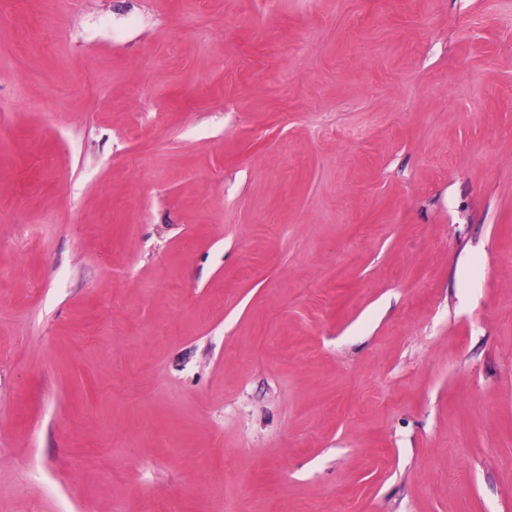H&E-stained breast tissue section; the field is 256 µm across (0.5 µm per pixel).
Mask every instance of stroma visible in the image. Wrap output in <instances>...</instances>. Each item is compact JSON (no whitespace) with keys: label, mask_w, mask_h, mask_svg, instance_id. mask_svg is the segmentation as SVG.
I'll list each match as a JSON object with an SVG mask.
<instances>
[{"label":"stroma","mask_w":512,"mask_h":512,"mask_svg":"<svg viewBox=\"0 0 512 512\" xmlns=\"http://www.w3.org/2000/svg\"><path fill=\"white\" fill-rule=\"evenodd\" d=\"M0 512H512V0H0Z\"/></svg>","instance_id":"obj_1"}]
</instances>
